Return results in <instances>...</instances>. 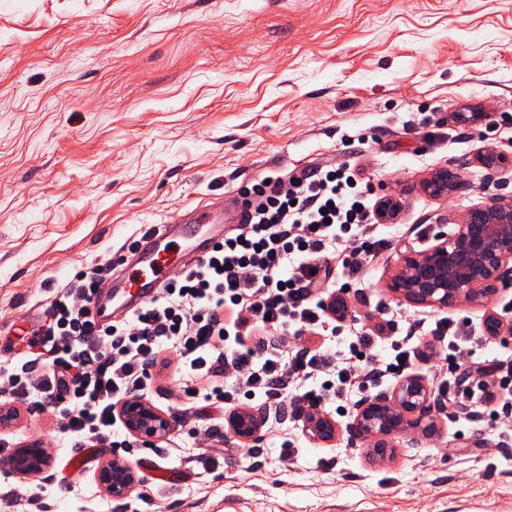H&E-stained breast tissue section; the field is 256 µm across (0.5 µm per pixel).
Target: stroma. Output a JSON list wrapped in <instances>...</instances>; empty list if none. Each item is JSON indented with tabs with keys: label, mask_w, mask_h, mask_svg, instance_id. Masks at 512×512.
<instances>
[{
	"label": "stroma",
	"mask_w": 512,
	"mask_h": 512,
	"mask_svg": "<svg viewBox=\"0 0 512 512\" xmlns=\"http://www.w3.org/2000/svg\"><path fill=\"white\" fill-rule=\"evenodd\" d=\"M492 149L506 159L490 171L478 158ZM338 161L401 203L363 233L381 253L329 286L348 323L381 335L379 360L404 345L447 391L450 374L430 367L445 316L484 339L458 369L512 365V338L484 326L512 321V285L444 310L387 288L403 252L455 232L473 205L512 201V0H0V327L36 321L80 271L110 276L148 225ZM440 169L461 182L434 196L424 183ZM184 383L173 363L146 393L172 423L152 456L183 476L143 499H113L95 462L62 483L74 438L54 410L15 400L0 439L42 441L53 462L29 479L0 467V512H512V417L483 407L416 441L396 435L385 461L368 441L317 444L272 417L244 456ZM205 418L208 448L189 434Z\"/></svg>",
	"instance_id": "obj_1"
}]
</instances>
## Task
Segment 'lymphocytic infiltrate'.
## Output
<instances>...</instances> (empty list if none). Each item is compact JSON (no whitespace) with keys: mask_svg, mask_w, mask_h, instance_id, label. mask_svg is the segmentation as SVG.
<instances>
[{"mask_svg":"<svg viewBox=\"0 0 512 512\" xmlns=\"http://www.w3.org/2000/svg\"><path fill=\"white\" fill-rule=\"evenodd\" d=\"M254 208L202 263L182 269L161 294L118 324L99 327L88 318L98 270L59 291L39 351L22 356L4 379L10 394L35 392L34 407L54 405L79 447L111 430L118 403L143 394L168 350L178 351L191 376L207 379L202 396L217 409L234 398L223 374L233 370L248 397L279 396L292 380L332 367L331 354L310 348L304 333L339 331L326 311L322 286L329 273L355 278L379 253L381 241H362L344 257L334 247L353 231L377 223L349 166L315 168L288 180L254 184L242 193ZM512 390V368L477 364L454 386L452 402L470 408L490 396L486 377ZM357 373L341 369L321 390L288 391L292 411L341 396Z\"/></svg>","mask_w":512,"mask_h":512,"instance_id":"lymphocytic-infiltrate-1","label":"lymphocytic infiltrate"}]
</instances>
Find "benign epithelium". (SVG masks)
I'll return each instance as SVG.
<instances>
[{
    "label": "benign epithelium",
    "mask_w": 512,
    "mask_h": 512,
    "mask_svg": "<svg viewBox=\"0 0 512 512\" xmlns=\"http://www.w3.org/2000/svg\"><path fill=\"white\" fill-rule=\"evenodd\" d=\"M456 188L457 182L442 174L427 183V189L436 196ZM510 281L512 206L490 199L468 209L454 233L441 232L426 249L403 253L388 288L399 301L443 309L477 303ZM327 311L334 318H344L347 300L332 295ZM487 328L497 337H512V323L495 316L488 318ZM117 410L129 433L147 444L162 441L171 432L166 415L144 397L129 398ZM463 413V408L450 406L447 399L435 395L424 376L408 374L393 388L363 398L343 428L313 409L302 411L300 418L306 434L316 443L328 444L344 431L354 439L376 437L380 448L392 435L434 431L444 420H455ZM268 419L265 408H245L229 416L228 427L240 441L256 444ZM45 457L42 442L25 444L13 455V470L20 476L37 474L43 470ZM96 478L104 491L122 499L129 494L137 474L113 458L102 463Z\"/></svg>",
    "instance_id": "benign-epithelium-1"
}]
</instances>
